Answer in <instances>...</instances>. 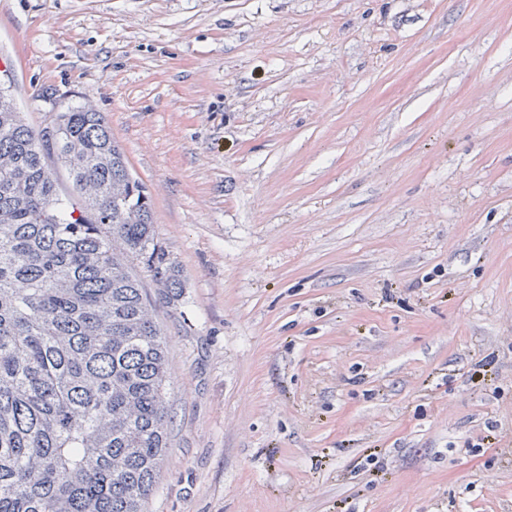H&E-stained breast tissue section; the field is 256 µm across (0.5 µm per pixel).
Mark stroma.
<instances>
[{
  "label": "stroma",
  "instance_id": "obj_1",
  "mask_svg": "<svg viewBox=\"0 0 512 512\" xmlns=\"http://www.w3.org/2000/svg\"><path fill=\"white\" fill-rule=\"evenodd\" d=\"M184 285L144 512H512V0H0Z\"/></svg>",
  "mask_w": 512,
  "mask_h": 512
}]
</instances>
